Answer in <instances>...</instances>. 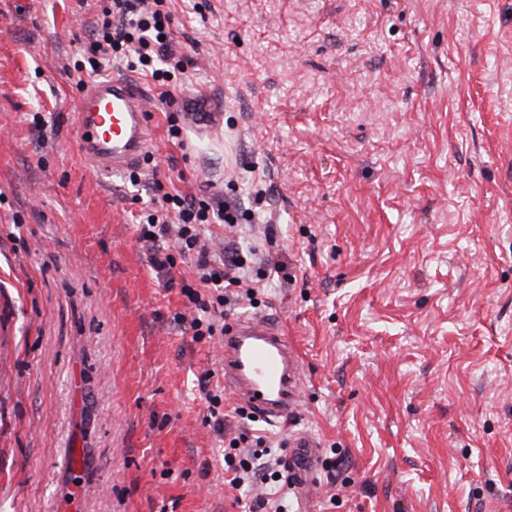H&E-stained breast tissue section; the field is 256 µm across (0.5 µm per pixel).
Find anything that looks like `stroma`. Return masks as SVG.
I'll use <instances>...</instances> for the list:
<instances>
[{"instance_id": "stroma-1", "label": "stroma", "mask_w": 512, "mask_h": 512, "mask_svg": "<svg viewBox=\"0 0 512 512\" xmlns=\"http://www.w3.org/2000/svg\"><path fill=\"white\" fill-rule=\"evenodd\" d=\"M169 7L193 65L168 108L206 118L172 144L138 81L133 185L76 147L92 11L0 0V512H244L226 440L288 433L206 424L223 341L137 240L159 184L244 211L265 288L224 324L276 320L301 356L312 512H512V0Z\"/></svg>"}]
</instances>
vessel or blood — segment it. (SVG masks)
Segmentation results:
<instances>
[{
	"label": "vessel or blood",
	"mask_w": 512,
	"mask_h": 512,
	"mask_svg": "<svg viewBox=\"0 0 512 512\" xmlns=\"http://www.w3.org/2000/svg\"><path fill=\"white\" fill-rule=\"evenodd\" d=\"M76 145L101 175L138 167L146 152L149 114L136 85L112 78L83 90L78 101ZM224 384L242 405L271 423L293 421L299 408L301 361L285 330L264 317H243L224 335ZM288 470L308 491L319 460V443L306 431L284 440Z\"/></svg>",
	"instance_id": "b4317fda"
}]
</instances>
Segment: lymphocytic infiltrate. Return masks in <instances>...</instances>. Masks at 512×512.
Masks as SVG:
<instances>
[{
	"label": "lymphocytic infiltrate",
	"mask_w": 512,
	"mask_h": 512,
	"mask_svg": "<svg viewBox=\"0 0 512 512\" xmlns=\"http://www.w3.org/2000/svg\"><path fill=\"white\" fill-rule=\"evenodd\" d=\"M167 0H110L102 7L93 27V41L85 63L76 65L77 87L86 78L102 73L105 63L116 62L149 80L161 100H169V85L185 75L188 59L177 54L172 36ZM236 216L224 202L205 200L182 192H163L145 211L139 241L149 244L151 269L165 276L166 287H179L181 296L197 311L189 328L194 340L214 335L224 323L226 290L235 286L254 295L240 271L246 257H216L206 240L210 225L234 226ZM191 259L195 277L176 280L178 263ZM242 447L224 455V483L233 489L258 482L264 496L251 500L248 512H288V469L274 448H247V434H239Z\"/></svg>",
	"instance_id": "f902f5d3"
}]
</instances>
